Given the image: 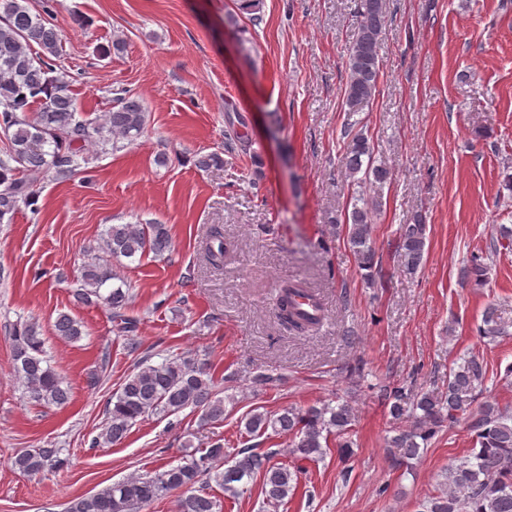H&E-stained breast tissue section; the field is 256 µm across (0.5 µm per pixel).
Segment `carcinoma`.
I'll return each instance as SVG.
<instances>
[{
  "instance_id": "cac0c4a2",
  "label": "carcinoma",
  "mask_w": 512,
  "mask_h": 512,
  "mask_svg": "<svg viewBox=\"0 0 512 512\" xmlns=\"http://www.w3.org/2000/svg\"><path fill=\"white\" fill-rule=\"evenodd\" d=\"M51 0H0V131L7 147L0 155V220L20 206L34 204L37 197L31 176L48 173L57 180L69 179L79 166L85 146L94 140L116 151L134 143L145 132L148 110L144 101L127 91L115 94L111 107L89 119L79 109L70 89L69 72L61 65L62 33L50 19ZM385 0H360L359 25L348 51L349 76L345 105L354 114L374 97L380 73V49L385 31ZM367 138L356 136L347 146L346 166L361 171L362 157L371 156ZM371 212L355 207L348 225V242L359 267L371 270ZM207 261L215 268L224 263L225 248L220 225L211 229ZM426 224L422 218L400 227V249L406 267L414 271L423 261ZM167 225L112 224L89 249L80 271L78 288L72 291L77 305L103 304L122 333H133L136 320L129 315L130 289L113 284L116 274L102 262L100 254L134 260L147 253L160 256L170 251ZM312 294L298 281L280 285L276 310L282 326L298 334L320 326L325 316L302 310L298 299ZM509 325L490 305L483 313L481 336L493 341L508 334ZM55 335L64 341L83 336L82 324L68 313L54 322ZM16 376L24 396L39 405L64 406L70 388L55 373L45 350L38 323L18 321L9 330ZM281 377L257 368L249 383L264 390L278 387ZM485 384L480 358L464 355L448 369V380L440 391L413 383L388 387L381 392L389 413L407 426L395 429L387 441L390 466H411L420 459L445 425L466 419L474 433V447L456 460L445 476L440 493L421 504V512H512V411L493 400L475 403L476 391ZM202 411L203 419L224 421V399L217 396L212 374L181 357L165 358L158 364L141 361L112 395L106 427L95 439L98 445H115L137 421L149 415L171 416L187 408ZM354 420L350 403L338 396L334 402L307 408H288L281 414L251 411L245 431L251 436L269 432L291 437L295 462L276 461L274 449L240 448L226 460L220 443L200 455L188 454L175 465L106 485L98 491L70 501L66 512H140L143 506L181 489L177 512H217L218 504L205 487L213 482L224 495L239 498L249 481L260 478L261 491L270 507L285 503L297 488L302 463L326 455L330 440L336 441L340 462L348 461L351 442L349 425ZM62 449L42 447L16 453L12 467L24 474H39L66 463Z\"/></svg>"
}]
</instances>
